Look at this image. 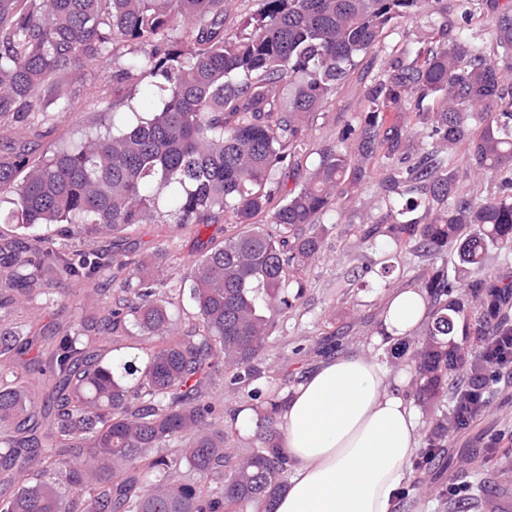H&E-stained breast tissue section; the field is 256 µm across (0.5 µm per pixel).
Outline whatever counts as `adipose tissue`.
Here are the masks:
<instances>
[{
    "label": "adipose tissue",
    "instance_id": "obj_1",
    "mask_svg": "<svg viewBox=\"0 0 512 512\" xmlns=\"http://www.w3.org/2000/svg\"><path fill=\"white\" fill-rule=\"evenodd\" d=\"M425 316L420 291L389 292L386 342L405 339ZM280 415L291 473L274 512H393L420 435L405 384L386 366L336 355L301 377Z\"/></svg>",
    "mask_w": 512,
    "mask_h": 512
}]
</instances>
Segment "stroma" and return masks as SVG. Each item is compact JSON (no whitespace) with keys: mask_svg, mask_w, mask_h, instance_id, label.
<instances>
[{"mask_svg":"<svg viewBox=\"0 0 512 512\" xmlns=\"http://www.w3.org/2000/svg\"><path fill=\"white\" fill-rule=\"evenodd\" d=\"M452 0H424L412 17L396 22L388 29L383 47L361 55L349 81L337 90L328 103L324 119L313 132L320 140L335 139L336 133L355 113L363 108L364 90L370 79L378 75L392 53L414 54L421 38L428 31L443 25H455L457 17L450 6ZM77 90L71 111L49 112L43 119H34L26 130L33 143L34 157L51 152L59 143L79 132L93 129L101 121L97 108L100 98L116 101L132 95L140 109L154 108L155 99L149 80L142 79L118 91L112 85L111 62L86 67L73 80ZM346 207H337L328 227L324 253L312 267L303 305L288 318L280 320L268 343L267 367L277 381L294 382L320 361L319 343L327 332H335L342 352L376 357L378 348L370 338L379 327V315L385 292L381 289H342L351 267L378 262L390 256V246L371 250L361 240L359 232L348 226ZM171 239L168 274L178 281L187 276L201 251L187 236L170 224H142L120 247L111 239L95 238L92 248L110 253L113 260L132 255H153L163 239ZM306 342L308 354L295 353L299 342ZM471 476L484 491L482 502L468 506L442 497L450 474ZM416 487L398 503L397 512H492V491L512 483V378L499 383L490 408L466 433L450 436L441 449L434 466L414 473Z\"/></svg>","mask_w":512,"mask_h":512,"instance_id":"1","label":"stroma"}]
</instances>
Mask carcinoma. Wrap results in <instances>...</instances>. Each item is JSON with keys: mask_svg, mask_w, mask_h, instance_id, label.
<instances>
[{"mask_svg": "<svg viewBox=\"0 0 512 512\" xmlns=\"http://www.w3.org/2000/svg\"><path fill=\"white\" fill-rule=\"evenodd\" d=\"M233 2L0 0V124L27 126L51 103L68 111L73 77L119 43L135 54L113 62L112 85L149 78L159 100L140 112L126 98L131 121L104 122L38 161L28 143L0 142V204H10L0 223L54 229L33 245L0 233V316L52 304L51 278L92 286L93 309L53 330L0 328V512H273L290 464L279 385L261 368L267 341L302 302L323 217L374 170L379 193L347 223L371 246L387 238L393 256L342 287L390 289L407 255L426 265L415 284L428 309L421 341L385 351L405 357L412 396L437 413L416 468L430 469L434 449L487 410L496 370L512 360L494 344L512 336V275L485 270L491 246L512 260V101L495 62L512 60V5L487 46L465 34L475 8L461 0L457 36L390 59L364 109L317 142L313 125L356 58L422 0H258L239 15ZM491 176L497 192L485 195ZM140 224L197 238L222 224L224 238L208 239L187 286L168 282L165 241L121 262L117 297L99 284L98 253L64 243L121 242ZM185 288L195 319L180 323L169 298ZM129 321L143 358L115 360ZM221 379L260 409V446L244 455L230 445L237 409L211 395Z\"/></svg>", "mask_w": 512, "mask_h": 512, "instance_id": "obj_1", "label": "carcinoma"}]
</instances>
